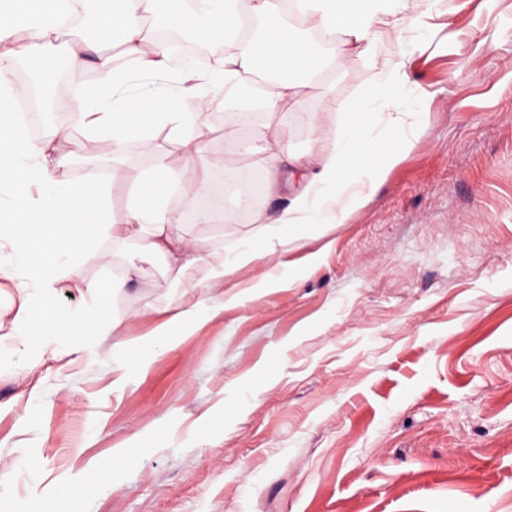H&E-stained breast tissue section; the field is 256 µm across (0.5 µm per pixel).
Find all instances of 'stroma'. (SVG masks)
<instances>
[{
    "instance_id": "35a3bbf8",
    "label": "stroma",
    "mask_w": 512,
    "mask_h": 512,
    "mask_svg": "<svg viewBox=\"0 0 512 512\" xmlns=\"http://www.w3.org/2000/svg\"><path fill=\"white\" fill-rule=\"evenodd\" d=\"M394 17L419 21L374 43L404 62L397 125L374 128L397 161L275 280L259 260L175 282L125 222L152 157L87 164L80 127L58 145L59 183L107 181L109 229L79 278L53 265L50 304L101 300L106 326L93 354L28 368L12 341L33 277L0 247V512H55L104 464L72 512H512V0H398ZM371 75L353 50L303 89L290 150L328 154ZM255 229L176 232L227 252Z\"/></svg>"
}]
</instances>
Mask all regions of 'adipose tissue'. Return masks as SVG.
<instances>
[{"instance_id": "adipose-tissue-1", "label": "adipose tissue", "mask_w": 512, "mask_h": 512, "mask_svg": "<svg viewBox=\"0 0 512 512\" xmlns=\"http://www.w3.org/2000/svg\"><path fill=\"white\" fill-rule=\"evenodd\" d=\"M156 2L109 0L99 39L105 42L121 36L126 57L138 68L161 72L174 68L175 63L158 46L153 28L144 21ZM78 3L79 0H0V187L8 188L11 195L9 204L0 205V240L20 242V262L35 268L44 267L46 259L72 249L92 247L105 226L107 188L98 184L91 188L62 186L55 180L50 152L68 138V127L49 125L39 141L29 139L25 126L14 116L15 105L26 96L27 87L7 78L12 65L21 60L30 63L35 77L44 84L53 77L60 62H67L75 70L85 66L81 40L60 43L55 39L63 23L76 14ZM283 4L284 0H233L231 8L222 11L213 7L212 0H166L168 25L187 28L202 42L226 41L223 60L203 74L182 69L179 91L159 99L124 94L126 71L115 68L111 56L101 53L96 61V82L83 86L69 101L73 122L82 124L88 133V160L96 159L98 145L105 138L112 142L113 156L124 154L133 142L152 155V173L141 181L140 202L128 213L127 221L134 224L141 248L166 257L177 276L194 269L203 271L206 281H218L235 263L248 264L276 256L281 238L297 244L313 226L343 223L351 211L366 203L368 188L396 161L383 140L367 138L366 129L391 121L395 102L384 95L383 89L402 63L373 60L372 80L358 104L361 121L334 130L332 150L320 158V171L279 216L256 211L255 222L261 233L256 249L240 254L234 261L216 251L183 246L174 237L173 230L181 223L182 214L162 205V197L173 190L186 204H193L209 190L220 168L239 165L229 153L220 161L205 154L199 139L203 124L201 104L210 95L225 96L243 107L257 97L265 112L277 116L274 136L280 148L260 160L266 193L277 192L282 165L302 171L312 162L309 156L288 151L285 107L335 62L315 55L293 28L282 24ZM296 4L309 27L340 33L343 48L360 43L368 55L373 52L374 29L385 25L388 17L382 0H296ZM255 18L266 23L260 37L232 40V32ZM261 65L275 72L276 78L257 94L249 77ZM189 99L195 101V108L186 107ZM159 128L180 149L183 173L173 172L165 157L157 153L153 133ZM369 151L379 154L378 165L366 164L364 155ZM51 291L52 282L46 274L35 287L23 290L22 314L40 316L39 322L16 341L23 350H35V357L28 362L32 368L49 358L60 359L74 347L92 350L98 337L99 308L78 316L49 307Z\"/></svg>"}]
</instances>
